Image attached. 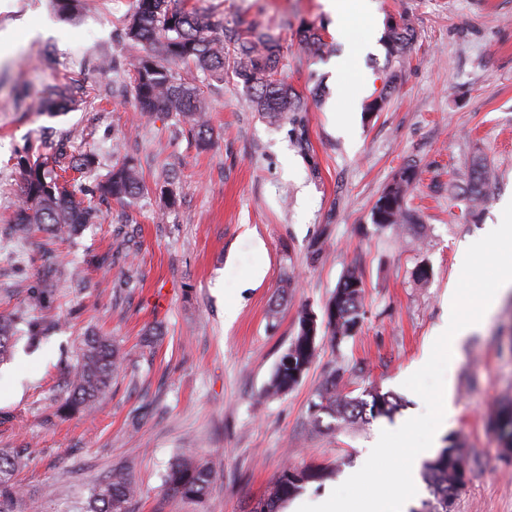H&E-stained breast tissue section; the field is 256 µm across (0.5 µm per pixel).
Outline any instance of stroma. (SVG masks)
I'll return each mask as SVG.
<instances>
[{
    "instance_id": "obj_1",
    "label": "stroma",
    "mask_w": 512,
    "mask_h": 512,
    "mask_svg": "<svg viewBox=\"0 0 512 512\" xmlns=\"http://www.w3.org/2000/svg\"><path fill=\"white\" fill-rule=\"evenodd\" d=\"M375 3L382 20L407 15L415 39L397 90L369 113L383 85L385 35L358 23L339 41L322 0H178L225 33L255 23L273 34L284 77L308 97L299 123L276 121L255 109L232 71L216 79L188 70L213 128L204 148L182 114L141 116L133 106L126 86L141 49L120 32L133 0H84L71 16L55 0H0V31L16 46L0 59V313L50 326L38 348L17 343L0 365V449L24 452L18 512H79L119 466L138 486L130 512H252L285 466H333L299 493L313 504L363 466L381 430L423 412L403 382L447 318L460 250L499 222V204L512 195V0ZM308 26L324 35L323 54L302 45ZM349 49L354 66L335 78L328 65ZM75 80V103L44 111L43 90ZM26 150L93 155V170L75 176L81 185L128 156L145 189L123 205L95 201L98 222L71 237L20 239L9 219L24 203L17 159ZM475 157L493 179L466 221L454 180ZM406 164L421 172L407 201L420 221L377 229L372 207ZM130 230L128 253L121 241ZM50 248L65 257L66 277L46 266ZM354 268L365 289L354 335L337 345L319 339L302 382L265 396L298 312L323 315ZM42 282L53 291L45 308L31 297ZM285 284L288 303L273 326L268 309ZM156 326L162 340L143 346ZM92 332L114 338L123 368L92 416L59 417L56 401ZM333 372L341 393L388 394L397 410L312 426L309 402ZM445 384L450 411L439 444L457 445L466 462L455 512H512V450L492 424L497 408L512 406V293L452 349ZM188 448L217 475L201 502L163 485Z\"/></svg>"
}]
</instances>
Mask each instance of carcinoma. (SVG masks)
<instances>
[{"label":"carcinoma","instance_id":"obj_1","mask_svg":"<svg viewBox=\"0 0 512 512\" xmlns=\"http://www.w3.org/2000/svg\"><path fill=\"white\" fill-rule=\"evenodd\" d=\"M124 38L143 47V54L132 64V93L135 108L142 114L180 112L192 121V128L203 146L212 143L207 107L197 86L187 81L178 68L193 65L202 72L224 75L226 52L224 37L214 31L206 14L172 6V0H135L132 11L122 23ZM414 41V30L404 16L387 29L388 56L385 81L379 99L384 101L394 91L406 54ZM236 62L234 75L249 96L253 106L273 118L304 112L303 94L281 75L280 47L269 33L253 30L233 49ZM50 112H58L73 104L72 91L55 88L44 98ZM17 165L24 176L25 204L13 216L17 236L25 237L33 227L53 236L72 234L95 219L94 211L82 206L58 182V175L39 155L25 153ZM490 171L480 162L468 168L466 182L460 188L466 196L467 211L478 207L486 196ZM420 181L416 167L405 165L394 175L372 208V223L383 230H395L402 224H415L417 217L406 207V198ZM143 190V182L135 163L124 160L112 168L108 178L94 187L105 198L122 202ZM363 276L351 271L338 283L325 307L324 328L330 341L340 343L353 335L360 321ZM17 316H0V358L10 353L17 332ZM298 331L281 356L266 387L269 396L288 393L302 380L318 352L317 327L313 313L303 309L297 316ZM124 356L108 336L91 334L82 343L78 363L68 372L67 396L59 406L60 414L90 415L96 403L112 386ZM395 404L378 392L372 401L336 395V373H331L317 388L309 406L315 422L327 414L341 420L365 419L367 416L390 415ZM21 452L0 451V512H14L21 492L14 481ZM463 468L461 449L454 445L440 449L425 465V478L433 499L427 501V512H454L455 496L461 483L458 470ZM329 469L314 465L304 469L285 467L257 503L253 512H280L281 505L299 493L310 482L326 478ZM215 479L214 471L197 455L186 452L177 456L165 474V484L174 494L191 501H202ZM138 492L131 476L116 469L94 488L92 497L81 512H128Z\"/></svg>","mask_w":512,"mask_h":512}]
</instances>
